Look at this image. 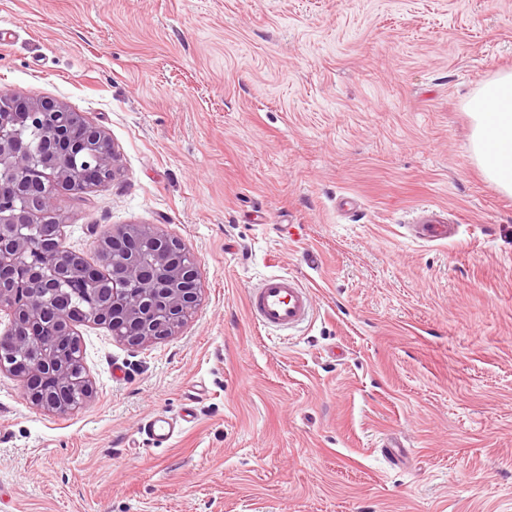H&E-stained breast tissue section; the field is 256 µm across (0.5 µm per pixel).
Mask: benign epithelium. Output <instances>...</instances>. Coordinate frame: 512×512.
<instances>
[{
  "label": "benign epithelium",
  "instance_id": "1",
  "mask_svg": "<svg viewBox=\"0 0 512 512\" xmlns=\"http://www.w3.org/2000/svg\"><path fill=\"white\" fill-rule=\"evenodd\" d=\"M114 177V148L100 127L56 102L12 96L0 107V372L22 378L36 406L64 414L93 386L74 326L108 328L132 346L173 334L198 300L193 256L157 228L109 226L103 268L65 246L55 191Z\"/></svg>",
  "mask_w": 512,
  "mask_h": 512
}]
</instances>
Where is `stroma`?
Wrapping results in <instances>:
<instances>
[{"label": "stroma", "mask_w": 512, "mask_h": 512, "mask_svg": "<svg viewBox=\"0 0 512 512\" xmlns=\"http://www.w3.org/2000/svg\"><path fill=\"white\" fill-rule=\"evenodd\" d=\"M1 26L0 91L117 150L60 192L67 246L97 266L108 225L155 226L201 295L139 347L77 325L70 414L0 373V512H512V195L466 113L512 70V0H0ZM423 203L455 238L410 236ZM272 273L313 292L294 334L249 314ZM192 418V409H187L179 418H174L165 412H157L143 424L142 433L153 445L163 446L168 444L185 424L190 423Z\"/></svg>", "instance_id": "1"}]
</instances>
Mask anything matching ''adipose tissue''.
<instances>
[{
  "label": "adipose tissue",
  "instance_id": "1",
  "mask_svg": "<svg viewBox=\"0 0 512 512\" xmlns=\"http://www.w3.org/2000/svg\"><path fill=\"white\" fill-rule=\"evenodd\" d=\"M470 150L486 179L512 194V72L497 74L467 105Z\"/></svg>",
  "mask_w": 512,
  "mask_h": 512
}]
</instances>
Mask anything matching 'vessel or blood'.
<instances>
[{
    "label": "vessel or blood",
    "mask_w": 512,
    "mask_h": 512,
    "mask_svg": "<svg viewBox=\"0 0 512 512\" xmlns=\"http://www.w3.org/2000/svg\"><path fill=\"white\" fill-rule=\"evenodd\" d=\"M417 239L443 241L452 238L449 224L430 207L420 210L414 226ZM247 301L255 323L267 329H292L306 322L314 313L313 297L300 279L288 274H272L262 278L247 290ZM193 418L192 412H184L175 418L158 412L143 425L142 431L156 446L169 443L185 424Z\"/></svg>",
    "instance_id": "obj_1"
}]
</instances>
